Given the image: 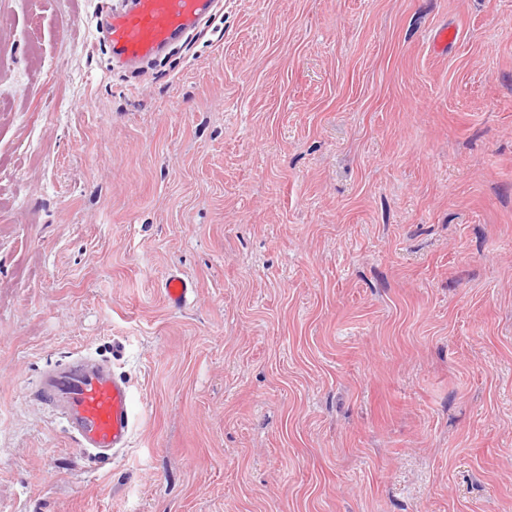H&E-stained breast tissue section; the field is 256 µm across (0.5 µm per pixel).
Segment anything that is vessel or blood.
<instances>
[{"instance_id":"obj_1","label":"vessel or blood","mask_w":512,"mask_h":512,"mask_svg":"<svg viewBox=\"0 0 512 512\" xmlns=\"http://www.w3.org/2000/svg\"><path fill=\"white\" fill-rule=\"evenodd\" d=\"M213 6L214 0H134L112 16V49L129 61L148 58L176 33L195 28ZM163 292L170 306L180 308L194 288L172 274ZM34 395L85 453L109 457L130 446L138 425L131 386L97 359L81 355L44 372Z\"/></svg>"}]
</instances>
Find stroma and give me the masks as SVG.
I'll use <instances>...</instances> for the list:
<instances>
[{"label":"stroma","instance_id":"stroma-1","mask_svg":"<svg viewBox=\"0 0 512 512\" xmlns=\"http://www.w3.org/2000/svg\"><path fill=\"white\" fill-rule=\"evenodd\" d=\"M123 3L0 0V512H512V0H222L136 64ZM86 353L108 458L34 398ZM163 292L170 306L181 308L194 293V288L178 274H170L164 283ZM34 395L85 453L110 457L130 447L139 420L131 385L97 359L81 355L44 372Z\"/></svg>","mask_w":512,"mask_h":512}]
</instances>
